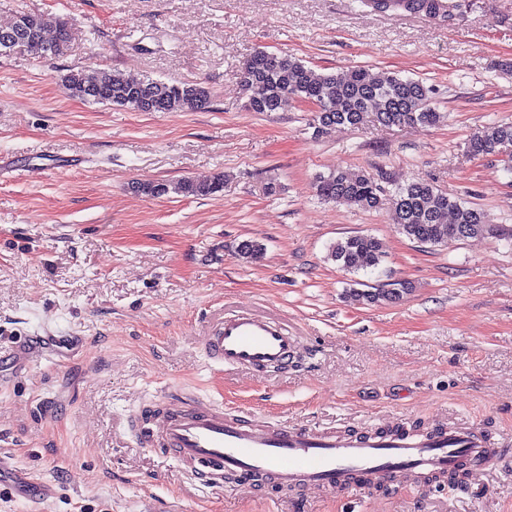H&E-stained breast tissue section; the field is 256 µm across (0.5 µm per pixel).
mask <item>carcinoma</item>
<instances>
[{
    "label": "carcinoma",
    "mask_w": 512,
    "mask_h": 512,
    "mask_svg": "<svg viewBox=\"0 0 512 512\" xmlns=\"http://www.w3.org/2000/svg\"><path fill=\"white\" fill-rule=\"evenodd\" d=\"M410 10L439 16L437 0H404ZM18 17L0 23V34L14 37L22 51L41 59L64 55L68 49L69 27L63 18L20 12ZM53 30L47 36V30ZM243 87L249 92L248 109L252 112H282L301 101L316 106L315 132L323 134L336 126L354 128L368 124L393 126L415 123L434 124L440 114L431 106V89L423 82L404 78L392 71L373 73L358 67L343 75L318 72L301 59L287 53L258 50L242 64ZM71 97L127 108L137 112H184L202 109L210 103L204 86L188 81H162L132 78L108 69H72L61 78ZM474 157L507 154V170L512 171V122H494L468 140ZM132 189L152 198L172 194L183 197L213 195L223 190L216 178L199 182L183 178L177 182H136ZM316 192L321 199L346 204L364 211L393 208L394 223L408 239L432 246H446L452 240L493 235L498 228L487 223L483 211L448 196L427 181H411L388 193L368 172L338 169L319 177ZM263 251L253 239L237 243L236 252L243 259ZM329 257L348 273L375 269L385 258L384 245L371 234L342 238L331 246ZM407 280H391L389 287L376 291L350 290L360 302L392 303L408 294Z\"/></svg>",
    "instance_id": "1"
}]
</instances>
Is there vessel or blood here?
<instances>
[{
  "label": "vessel or blood",
  "mask_w": 512,
  "mask_h": 512,
  "mask_svg": "<svg viewBox=\"0 0 512 512\" xmlns=\"http://www.w3.org/2000/svg\"><path fill=\"white\" fill-rule=\"evenodd\" d=\"M200 348L211 364L259 372L288 368L298 342L278 318L234 310L210 327ZM135 430L141 446L166 452L195 478L217 483L233 473L248 485L263 481L300 495L419 482L460 468L474 475L512 462V444L491 439L474 421L339 435L239 416L178 393L137 418Z\"/></svg>",
  "instance_id": "1"
}]
</instances>
